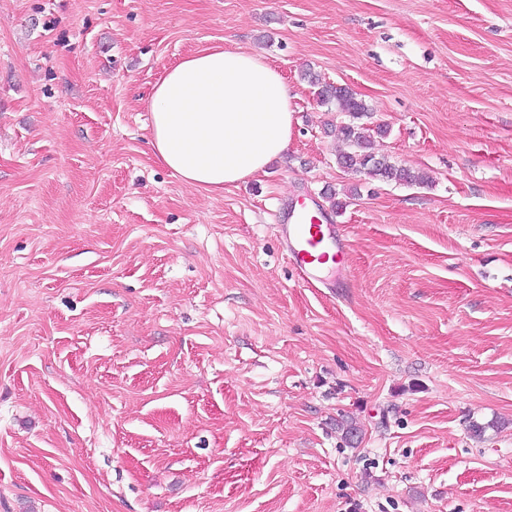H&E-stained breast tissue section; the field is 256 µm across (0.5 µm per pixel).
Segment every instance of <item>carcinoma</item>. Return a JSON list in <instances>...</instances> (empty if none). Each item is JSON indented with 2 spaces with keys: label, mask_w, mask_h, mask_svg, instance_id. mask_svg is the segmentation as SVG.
<instances>
[{
  "label": "carcinoma",
  "mask_w": 512,
  "mask_h": 512,
  "mask_svg": "<svg viewBox=\"0 0 512 512\" xmlns=\"http://www.w3.org/2000/svg\"><path fill=\"white\" fill-rule=\"evenodd\" d=\"M305 77L317 87L315 96L318 105L328 108L334 106L336 111L344 112L350 117V122L336 127L338 135L348 147V151L337 159L341 167L362 173L371 180L394 181L407 185L425 183L422 174L400 167L373 151V134H385L387 129L379 126L372 133L359 123V119L369 111V108L350 87L323 82L310 72L306 73Z\"/></svg>",
  "instance_id": "cac0c4a2"
}]
</instances>
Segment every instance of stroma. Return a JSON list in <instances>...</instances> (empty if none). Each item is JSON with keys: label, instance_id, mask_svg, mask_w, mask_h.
<instances>
[{"label": "stroma", "instance_id": "1", "mask_svg": "<svg viewBox=\"0 0 512 512\" xmlns=\"http://www.w3.org/2000/svg\"><path fill=\"white\" fill-rule=\"evenodd\" d=\"M209 46L295 118L220 194L148 145ZM306 69L429 183L340 168ZM298 200L347 287L292 269ZM0 512H512V0H0ZM285 217L290 224H282L286 238L287 257L290 258L293 269L307 284L313 285L323 270L321 265L326 260L331 261L342 272L346 270V244L344 235L331 224H323L322 213L300 203Z\"/></svg>", "mask_w": 512, "mask_h": 512}]
</instances>
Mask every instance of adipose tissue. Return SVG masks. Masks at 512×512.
I'll list each match as a JSON object with an SVG mask.
<instances>
[{
  "label": "adipose tissue",
  "mask_w": 512,
  "mask_h": 512,
  "mask_svg": "<svg viewBox=\"0 0 512 512\" xmlns=\"http://www.w3.org/2000/svg\"><path fill=\"white\" fill-rule=\"evenodd\" d=\"M290 98L281 74L262 56L240 48L199 49L153 86V155L187 184L223 192L287 150Z\"/></svg>",
  "instance_id": "obj_1"
}]
</instances>
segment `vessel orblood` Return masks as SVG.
I'll return each mask as SVG.
<instances>
[{"mask_svg": "<svg viewBox=\"0 0 512 512\" xmlns=\"http://www.w3.org/2000/svg\"><path fill=\"white\" fill-rule=\"evenodd\" d=\"M283 231L286 252L293 269L304 282L317 279L324 263L346 267L345 238L336 227L326 224L321 213L301 206L288 212Z\"/></svg>", "mask_w": 512, "mask_h": 512, "instance_id": "1", "label": "vessel or blood"}]
</instances>
